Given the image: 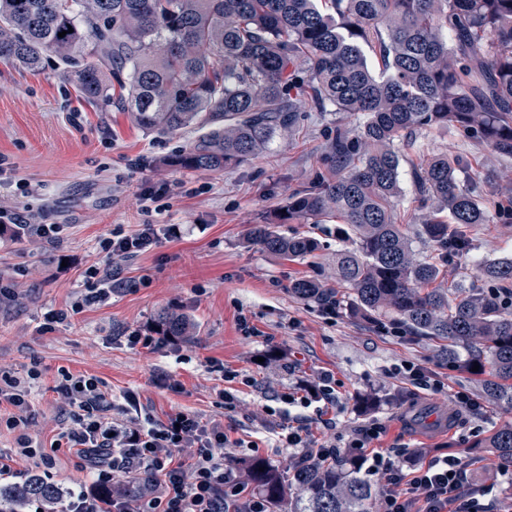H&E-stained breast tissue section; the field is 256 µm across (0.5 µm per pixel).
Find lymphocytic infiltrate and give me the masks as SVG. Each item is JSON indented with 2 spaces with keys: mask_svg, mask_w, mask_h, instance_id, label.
<instances>
[{
  "mask_svg": "<svg viewBox=\"0 0 512 512\" xmlns=\"http://www.w3.org/2000/svg\"><path fill=\"white\" fill-rule=\"evenodd\" d=\"M95 279L82 301L46 316L43 331L77 314L82 306L108 298L112 291L110 267H95ZM29 372L20 380L0 371V402L14 408L5 420L16 434L17 456L48 465L52 458L35 446L28 434L31 424L27 400ZM59 390L73 409L74 425L65 437L86 463L92 476L90 488L72 495L69 512H229L244 504V512H270V505L251 492L243 477L226 468L224 450L231 441L221 422L201 424L192 414L176 411L162 422L143 413L132 402L133 416L118 423L109 417L112 395L106 383L95 377L64 374ZM278 427L284 447L294 449L296 460H325L336 456L334 438L311 447L304 423L280 417ZM381 423L359 427L345 451L360 457L368 474L378 476L382 489L376 512H495L493 486L474 488L466 466L455 457H433L421 463L412 478H404L390 459L375 452L365 454L366 445L383 433ZM138 472L152 481L147 492L134 496L116 480L117 473Z\"/></svg>",
  "mask_w": 512,
  "mask_h": 512,
  "instance_id": "lymphocytic-infiltrate-1",
  "label": "lymphocytic infiltrate"
}]
</instances>
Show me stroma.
Wrapping results in <instances>:
<instances>
[{
	"instance_id": "obj_1",
	"label": "stroma",
	"mask_w": 512,
	"mask_h": 512,
	"mask_svg": "<svg viewBox=\"0 0 512 512\" xmlns=\"http://www.w3.org/2000/svg\"><path fill=\"white\" fill-rule=\"evenodd\" d=\"M359 122L342 112H306L293 135L224 174L169 170L160 160L194 140L197 130L145 131L121 106L81 102L72 76L54 60L37 70L0 60V154L12 167L0 181V204L26 206L43 223L60 227L53 244L13 225L0 232V287L19 292L17 300L0 301V369L20 378L40 370L28 395L30 433L53 459L45 467L15 458L19 478L36 474L59 486L65 495L59 512H67L68 494L89 480L75 450L60 444L71 418L56 387L67 371L105 381L116 396L135 394L161 421L176 410L223 421L229 438L243 442L235 458L262 459L283 471L292 465L291 454L277 448L267 408L304 418L315 442L335 433L341 447L355 429L376 420L385 431L372 447L403 473L412 471L415 451L428 448L461 459L474 487L494 485L512 502L500 461L480 447L498 428L512 425L511 407L485 400L480 378L449 365L430 338L398 336L387 325L328 314L290 292L299 278L333 283L332 258L341 246L335 224L315 227L321 249L304 259L274 258L247 241L252 225L274 220L289 195L328 175L324 157L334 126ZM434 153L467 161L468 175L482 182L486 198L512 195V158L498 156L480 139L455 127L433 128L419 135L409 156L422 164ZM159 181L169 191L147 206L144 194ZM22 183L32 188L28 196L18 193ZM144 224L160 229L158 243L131 260L107 261L102 240ZM171 224L178 236L165 235ZM469 237L466 253L445 266L446 283L480 285L483 264L512 256V222L497 211ZM107 262L118 283L110 297L42 331L46 313L80 298L87 270ZM163 311L191 318V340L130 345L132 334L151 335ZM242 315L254 336L240 331ZM272 351L280 360L263 363ZM404 362L430 371L442 392L397 374ZM225 369L235 372L232 382L222 378ZM323 372L333 377L332 402L321 408L282 402L297 383ZM227 387L235 391L236 408L224 406ZM458 392L479 399V408L456 410ZM367 394L378 400L370 411L359 404Z\"/></svg>"
}]
</instances>
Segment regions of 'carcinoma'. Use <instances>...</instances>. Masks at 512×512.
<instances>
[{
	"label": "carcinoma",
	"mask_w": 512,
	"mask_h": 512,
	"mask_svg": "<svg viewBox=\"0 0 512 512\" xmlns=\"http://www.w3.org/2000/svg\"><path fill=\"white\" fill-rule=\"evenodd\" d=\"M365 45L376 47L377 73ZM50 53L87 102H112L116 87L141 129H198L163 160L175 170L220 174L294 133L300 83L314 110L363 116L355 127L336 126L328 141L338 176L293 193L278 223L253 225L250 240L279 258L311 257L318 240L286 237L279 225L338 223L336 278L352 294L338 299L335 288L310 279L293 281L291 291L446 342L448 362L469 371L479 364L474 375H489L483 394L512 407V308L477 288L436 287L448 251H465L468 230L486 223L478 183L443 154L412 170L421 205L444 206L426 212L417 230L430 257H417L410 225L397 222L401 148L415 146L413 135L452 126L512 157V0H0V58L36 69ZM479 273L504 288L512 258ZM155 330L176 339L190 335V323L162 312ZM460 347L468 352L462 361ZM486 447L512 463V425ZM240 470L288 512H372L376 490L358 477L352 456L294 463L286 475L257 459ZM60 498L56 486L32 477L0 487V512H22L34 500L53 512Z\"/></svg>",
	"instance_id": "1"
}]
</instances>
